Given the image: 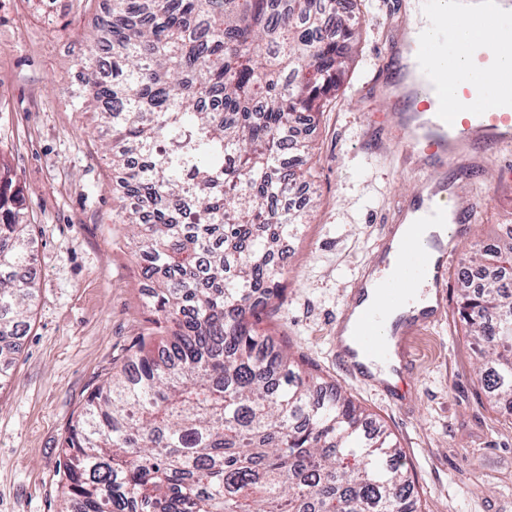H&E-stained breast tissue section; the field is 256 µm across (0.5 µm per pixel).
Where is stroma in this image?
<instances>
[{
	"instance_id": "obj_1",
	"label": "stroma",
	"mask_w": 512,
	"mask_h": 512,
	"mask_svg": "<svg viewBox=\"0 0 512 512\" xmlns=\"http://www.w3.org/2000/svg\"><path fill=\"white\" fill-rule=\"evenodd\" d=\"M395 0H363L356 51L330 105L310 125L314 201L281 250L284 290L254 321L304 366L341 388L398 442L423 512H512V413L486 400L474 353L453 312L403 342L416 363L397 402L350 380L336 362L332 321L350 285L373 265L382 225L395 223L417 172L389 140L383 49L400 41ZM93 10L78 0H0V161L22 188L36 255L37 299L0 389V512H60L63 443L88 396L120 367L160 312L150 307L141 260L124 225L102 146L109 134L79 109L69 82L86 45L76 31ZM463 185L475 202L459 257L512 224V146L484 153Z\"/></svg>"
}]
</instances>
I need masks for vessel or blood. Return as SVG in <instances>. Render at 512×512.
<instances>
[{
    "label": "vessel or blood",
    "instance_id": "1",
    "mask_svg": "<svg viewBox=\"0 0 512 512\" xmlns=\"http://www.w3.org/2000/svg\"><path fill=\"white\" fill-rule=\"evenodd\" d=\"M460 16H445L442 24L429 25L417 32L411 44L420 66L430 67L444 45L455 42ZM468 24L494 32L501 52H512V14L471 16ZM469 70H460L456 83L460 91L456 107H449L447 92L439 81L416 85L394 102L386 121L397 133L396 143L405 152L417 155L428 167L451 170L454 178L471 179L475 174L472 159L478 148L512 140V68L502 66L493 92L494 108L483 107L473 99L469 88ZM447 178H423L401 217L410 218V232L401 243H394L392 233L380 241L373 278L358 277L351 284V307H360L358 318L349 310L336 320L338 337L334 345L336 361L346 376L368 383L372 368L386 366L394 352L392 339L427 325L442 315L446 304L400 316L386 323L387 311L400 308L410 290L429 291L441 286L456 255V241L471 222L475 206L463 202L461 193L449 191ZM425 224H444L447 240L421 242L419 231Z\"/></svg>",
    "mask_w": 512,
    "mask_h": 512
}]
</instances>
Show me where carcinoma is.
I'll return each instance as SVG.
<instances>
[{"instance_id": "carcinoma-1", "label": "carcinoma", "mask_w": 512, "mask_h": 512, "mask_svg": "<svg viewBox=\"0 0 512 512\" xmlns=\"http://www.w3.org/2000/svg\"><path fill=\"white\" fill-rule=\"evenodd\" d=\"M356 0H112L83 32L81 108L112 137L143 278L162 313L68 428L61 512H419L390 433L252 319L278 297L275 246L299 233L284 165L351 60ZM0 165V388L27 327L32 240ZM469 262L455 310L483 387L512 410V227Z\"/></svg>"}]
</instances>
